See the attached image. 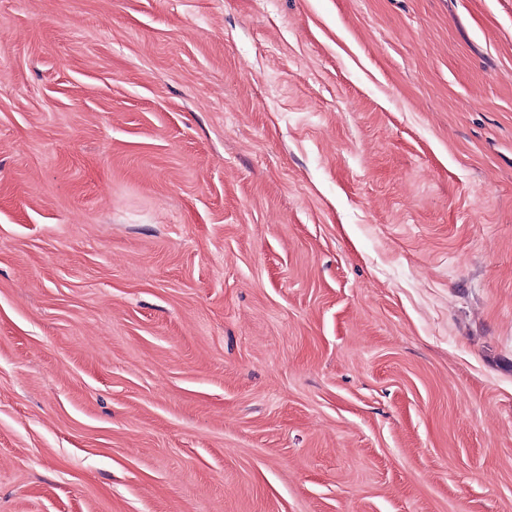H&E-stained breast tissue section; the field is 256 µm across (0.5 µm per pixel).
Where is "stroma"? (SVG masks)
Masks as SVG:
<instances>
[{
	"mask_svg": "<svg viewBox=\"0 0 512 512\" xmlns=\"http://www.w3.org/2000/svg\"><path fill=\"white\" fill-rule=\"evenodd\" d=\"M0 512H512V0H0Z\"/></svg>",
	"mask_w": 512,
	"mask_h": 512,
	"instance_id": "1",
	"label": "stroma"
}]
</instances>
